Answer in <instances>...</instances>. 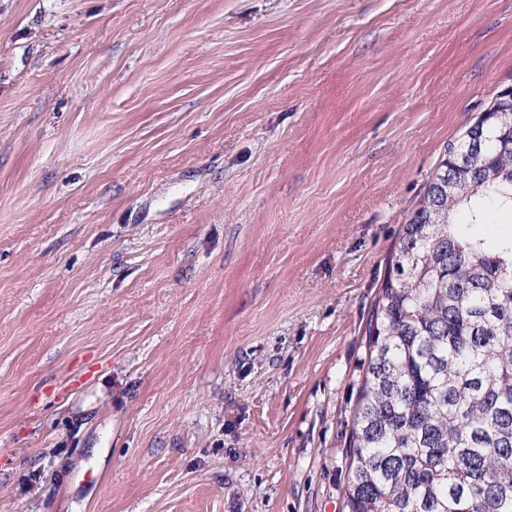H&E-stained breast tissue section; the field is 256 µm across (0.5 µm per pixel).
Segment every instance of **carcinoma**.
<instances>
[{"label": "carcinoma", "instance_id": "obj_1", "mask_svg": "<svg viewBox=\"0 0 512 512\" xmlns=\"http://www.w3.org/2000/svg\"><path fill=\"white\" fill-rule=\"evenodd\" d=\"M448 147L403 227L369 320L343 512H512V112ZM462 178L438 195L440 178ZM436 203L435 224L423 221ZM512 217L510 214H490L485 224L474 228L476 233L484 235L488 239H495L499 234L510 231Z\"/></svg>", "mask_w": 512, "mask_h": 512}]
</instances>
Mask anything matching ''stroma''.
I'll list each match as a JSON object with an SVG mask.
<instances>
[{"label":"stroma","mask_w":512,"mask_h":512,"mask_svg":"<svg viewBox=\"0 0 512 512\" xmlns=\"http://www.w3.org/2000/svg\"><path fill=\"white\" fill-rule=\"evenodd\" d=\"M512 0H0V512H342L404 224Z\"/></svg>","instance_id":"35a3bbf8"}]
</instances>
